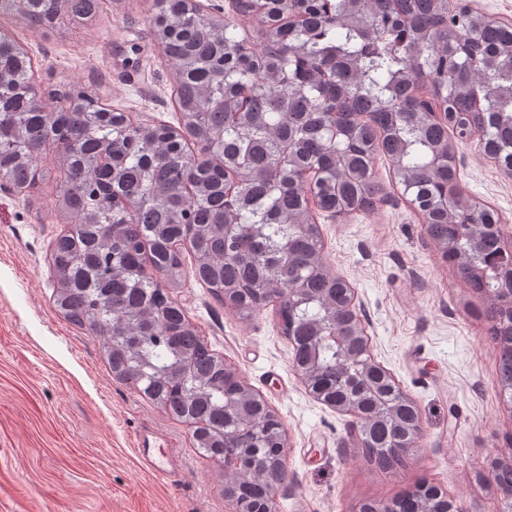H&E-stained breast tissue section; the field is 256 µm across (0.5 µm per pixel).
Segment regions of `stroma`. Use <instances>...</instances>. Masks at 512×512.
<instances>
[{"mask_svg": "<svg viewBox=\"0 0 512 512\" xmlns=\"http://www.w3.org/2000/svg\"><path fill=\"white\" fill-rule=\"evenodd\" d=\"M155 0H105L103 13L53 26L12 17L7 28L32 59L39 91L91 94L134 122L181 127L174 63L155 41ZM466 195L496 208L512 244V177L478 143L456 147ZM368 211L317 214L327 268L346 280L367 315L375 359L414 401L424 429L405 467L368 462L350 415L317 402L291 368L293 349L274 306L249 319L186 277L172 292L205 343L282 418L288 485L279 512H356L426 480L462 512H502L490 457L512 454V404L498 387L499 350L489 302L445 262L385 162ZM66 226L56 192L0 189V512H235L224 468L193 446L192 430L113 376L98 338L53 305L49 250ZM169 440L181 480L144 470L143 435Z\"/></svg>", "mask_w": 512, "mask_h": 512, "instance_id": "stroma-1", "label": "stroma"}]
</instances>
